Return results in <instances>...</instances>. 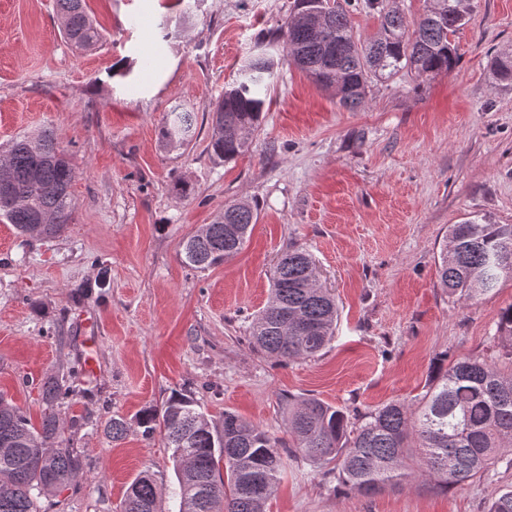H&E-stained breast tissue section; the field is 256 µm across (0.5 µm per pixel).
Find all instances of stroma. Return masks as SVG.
<instances>
[{
  "instance_id": "obj_1",
  "label": "stroma",
  "mask_w": 512,
  "mask_h": 512,
  "mask_svg": "<svg viewBox=\"0 0 512 512\" xmlns=\"http://www.w3.org/2000/svg\"><path fill=\"white\" fill-rule=\"evenodd\" d=\"M87 6L105 40L83 50L65 42L55 0H0V153L49 130L75 167L60 234L22 237L0 220V389L36 422L43 382L58 379L61 436L84 461L42 512H120L145 472L165 489L158 512H172L162 435L132 427L115 442L107 423L175 392L282 442L267 512H485L512 489L506 463L446 490L415 481L340 493L336 464L290 448L287 410L315 397L357 424L388 403L415 404L439 355L492 350L512 278L470 301L448 297L437 267L449 225L512 224V83L491 69L512 52V0H471L453 36L455 70L372 80L352 111L281 64L248 152L225 163L211 154L209 109L294 0ZM175 110L197 115L185 147L160 138ZM238 199L258 212L242 250L205 271L185 266L183 240ZM298 247L314 256L339 317L330 346L284 365L253 346L250 324L278 257Z\"/></svg>"
}]
</instances>
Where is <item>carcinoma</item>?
Listing matches in <instances>:
<instances>
[{
	"mask_svg": "<svg viewBox=\"0 0 512 512\" xmlns=\"http://www.w3.org/2000/svg\"><path fill=\"white\" fill-rule=\"evenodd\" d=\"M465 0H443L409 28L405 17L388 0H367L380 20L375 36L366 40L353 32L349 11L338 0H295L294 11L271 39L283 41L286 57L313 81L336 90L337 103L356 108L375 78L389 79L406 70L420 79L452 71L458 63L451 35L466 20ZM62 32L75 46L91 48L103 39L100 27L85 10L84 0H56ZM273 53L252 54L224 88L212 109L211 150L220 161L249 150L258 131L274 78ZM496 79L512 82V54L492 61ZM193 112H172L161 128L169 145L190 142L195 133ZM8 169L10 187L0 194V218L25 236L31 224L47 216L46 237L58 234L73 208L70 188L75 171L52 135L42 131L11 142L0 159ZM257 208L247 201L224 206L212 223L204 224L182 244V262L208 270L235 256L257 222ZM512 277V224L483 219L448 225L440 252L438 278L450 297L474 300ZM335 297L318 284V268L304 249L283 253L274 270L266 306L252 321L250 333L262 352L289 363L317 356L336 332ZM495 353L448 362L443 355L419 405L387 404L357 426L345 410L317 398L288 404L287 426L292 447L322 465L339 459L338 480L346 490L375 495L402 487L423 475L446 489L495 467L501 453L512 452V371L498 368L512 362V304L499 317ZM62 385L44 382L42 399L48 407L59 400ZM142 436L164 432L177 484L170 497L177 512H265L284 468L280 441L224 412L213 422L194 398L175 392L161 410L145 409L136 416ZM128 423L112 418V441L125 438ZM59 428L55 414H44L39 426L0 393V512H41L39 500L67 487L83 474L75 448L55 444ZM263 469L266 493L252 491V476ZM158 483L149 474L137 477L122 502L121 512H157Z\"/></svg>",
	"mask_w": 512,
	"mask_h": 512,
	"instance_id": "obj_1",
	"label": "carcinoma"
}]
</instances>
